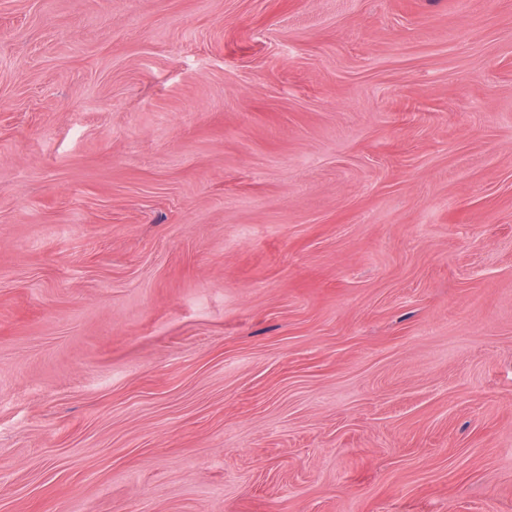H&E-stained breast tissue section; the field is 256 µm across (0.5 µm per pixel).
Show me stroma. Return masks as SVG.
Instances as JSON below:
<instances>
[{
  "mask_svg": "<svg viewBox=\"0 0 512 512\" xmlns=\"http://www.w3.org/2000/svg\"><path fill=\"white\" fill-rule=\"evenodd\" d=\"M0 512H512V0H0Z\"/></svg>",
  "mask_w": 512,
  "mask_h": 512,
  "instance_id": "35a3bbf8",
  "label": "stroma"
}]
</instances>
